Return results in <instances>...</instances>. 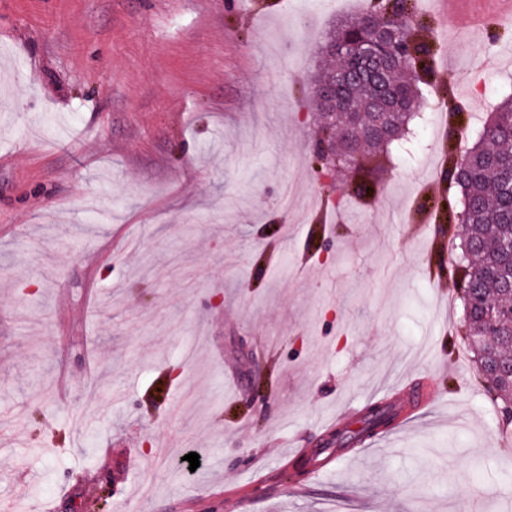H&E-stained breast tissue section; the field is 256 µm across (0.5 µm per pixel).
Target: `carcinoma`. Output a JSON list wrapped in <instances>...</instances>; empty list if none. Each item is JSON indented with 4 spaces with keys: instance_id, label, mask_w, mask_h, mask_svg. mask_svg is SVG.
<instances>
[{
    "instance_id": "1",
    "label": "carcinoma",
    "mask_w": 512,
    "mask_h": 512,
    "mask_svg": "<svg viewBox=\"0 0 512 512\" xmlns=\"http://www.w3.org/2000/svg\"><path fill=\"white\" fill-rule=\"evenodd\" d=\"M406 14H414L413 0H394L388 16L374 3L333 31L319 48L324 65L312 80L311 92L323 135L329 129L334 99H346L355 113L371 106L369 86L344 89L337 85L339 75L358 65L357 58L342 49L343 42L357 32L372 35L388 29L395 34L390 46L395 62L385 84L398 111L382 130L362 121L342 120L328 139L340 167L353 173L349 184L359 194L371 190V177L382 156L404 150L409 126L420 113L422 89L417 69L430 70L434 44L418 41L407 31ZM457 141L453 135L443 148L448 191L462 195L461 207L450 197L444 207L448 221L462 225L461 253L450 274L464 305L462 334L485 367L480 382L493 401L506 404L512 400V386L503 378L512 373V95L488 113L479 136L464 152H458ZM396 419L394 409L374 402L366 407L356 430L337 432L336 445L361 443L378 435L380 422Z\"/></svg>"
}]
</instances>
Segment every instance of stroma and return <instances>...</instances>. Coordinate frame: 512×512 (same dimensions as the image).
Here are the masks:
<instances>
[{"label":"stroma","mask_w":512,"mask_h":512,"mask_svg":"<svg viewBox=\"0 0 512 512\" xmlns=\"http://www.w3.org/2000/svg\"><path fill=\"white\" fill-rule=\"evenodd\" d=\"M323 0H0V512H497L512 442L454 334L451 90L477 136L512 25L439 40L378 193L310 161ZM498 69H478L485 45ZM402 414L347 450L368 402ZM206 457L188 473V448ZM322 450L320 477L298 449Z\"/></svg>","instance_id":"35a3bbf8"}]
</instances>
